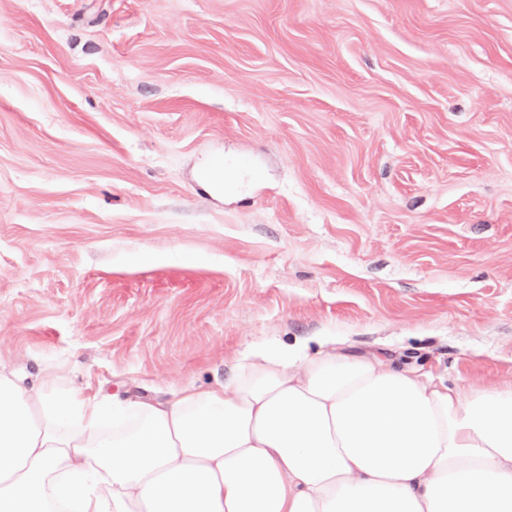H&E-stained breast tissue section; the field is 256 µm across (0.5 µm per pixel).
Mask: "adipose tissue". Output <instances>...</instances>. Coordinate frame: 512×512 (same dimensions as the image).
Masks as SVG:
<instances>
[{"instance_id": "obj_1", "label": "adipose tissue", "mask_w": 512, "mask_h": 512, "mask_svg": "<svg viewBox=\"0 0 512 512\" xmlns=\"http://www.w3.org/2000/svg\"><path fill=\"white\" fill-rule=\"evenodd\" d=\"M134 400L0 368V512H512V387L448 386L323 337Z\"/></svg>"}]
</instances>
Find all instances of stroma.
Segmentation results:
<instances>
[{"mask_svg": "<svg viewBox=\"0 0 512 512\" xmlns=\"http://www.w3.org/2000/svg\"><path fill=\"white\" fill-rule=\"evenodd\" d=\"M323 336L512 386V0H0V366Z\"/></svg>", "mask_w": 512, "mask_h": 512, "instance_id": "obj_1", "label": "stroma"}]
</instances>
